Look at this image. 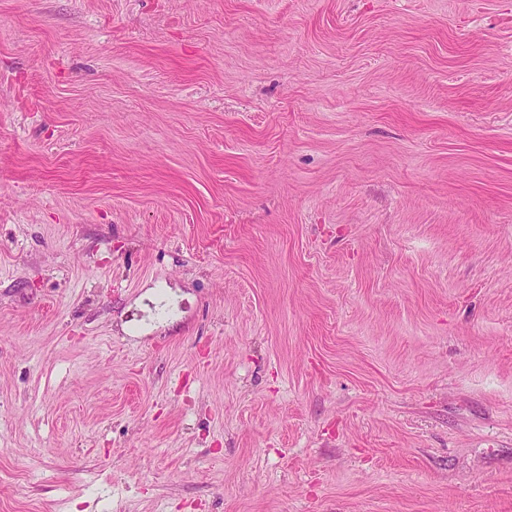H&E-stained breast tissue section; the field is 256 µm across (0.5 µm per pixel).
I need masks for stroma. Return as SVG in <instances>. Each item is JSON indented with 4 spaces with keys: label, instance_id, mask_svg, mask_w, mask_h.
<instances>
[{
    "label": "stroma",
    "instance_id": "obj_1",
    "mask_svg": "<svg viewBox=\"0 0 512 512\" xmlns=\"http://www.w3.org/2000/svg\"><path fill=\"white\" fill-rule=\"evenodd\" d=\"M0 512H512V0H0Z\"/></svg>",
    "mask_w": 512,
    "mask_h": 512
}]
</instances>
